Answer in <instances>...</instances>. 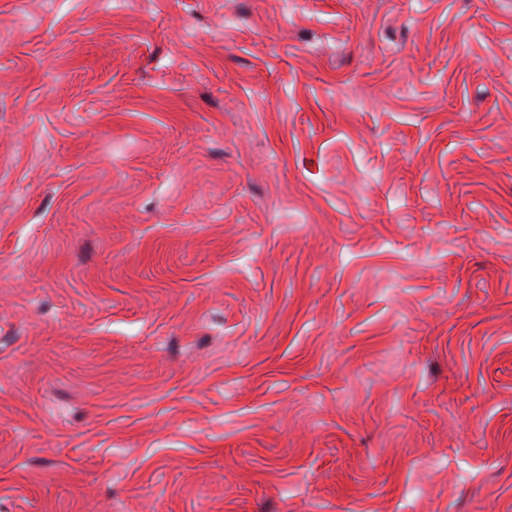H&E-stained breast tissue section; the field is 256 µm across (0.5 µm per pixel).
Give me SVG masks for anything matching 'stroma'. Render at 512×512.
<instances>
[{
  "label": "stroma",
  "instance_id": "35a3bbf8",
  "mask_svg": "<svg viewBox=\"0 0 512 512\" xmlns=\"http://www.w3.org/2000/svg\"><path fill=\"white\" fill-rule=\"evenodd\" d=\"M0 512H512V0H0Z\"/></svg>",
  "mask_w": 512,
  "mask_h": 512
}]
</instances>
